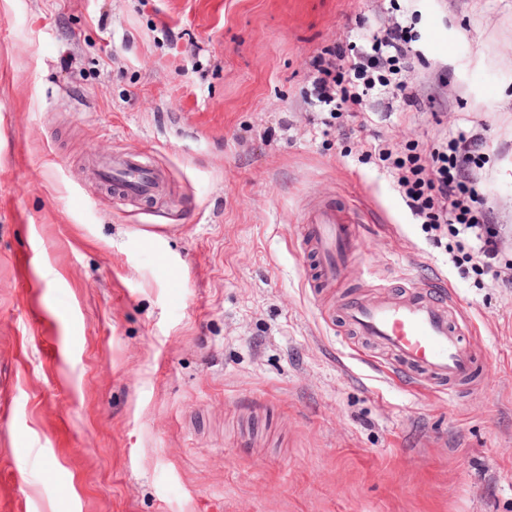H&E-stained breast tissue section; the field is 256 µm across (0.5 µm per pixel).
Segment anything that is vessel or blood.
I'll return each instance as SVG.
<instances>
[{
	"instance_id": "b4317fda",
	"label": "vessel or blood",
	"mask_w": 512,
	"mask_h": 512,
	"mask_svg": "<svg viewBox=\"0 0 512 512\" xmlns=\"http://www.w3.org/2000/svg\"><path fill=\"white\" fill-rule=\"evenodd\" d=\"M103 182L118 195L149 199L160 188L157 168L137 156H122L98 166ZM360 209L348 203H323L304 217L295 248L316 263V284L333 288L343 282L356 258ZM351 334L386 351L400 377L456 391L470 383L479 367L449 293L417 277L405 280L401 293L387 290L372 297H347L331 313Z\"/></svg>"
}]
</instances>
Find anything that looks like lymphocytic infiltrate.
Returning <instances> with one entry per match:
<instances>
[{
	"mask_svg": "<svg viewBox=\"0 0 512 512\" xmlns=\"http://www.w3.org/2000/svg\"><path fill=\"white\" fill-rule=\"evenodd\" d=\"M414 37L410 28L397 24L372 28L360 44L347 50H328L314 63L317 106L361 113L372 99L401 98L415 104L419 93L400 60L406 59ZM478 141L467 131L449 134L434 151L433 165H425L418 143L400 145L389 140L368 144L377 155L393 189L406 200L413 216L423 224L434 244L445 233L457 238L459 250L449 253L454 268L469 265L482 272L496 266L502 225L493 221L485 197L477 188L483 178L476 170Z\"/></svg>",
	"mask_w": 512,
	"mask_h": 512,
	"instance_id": "1",
	"label": "lymphocytic infiltrate"
}]
</instances>
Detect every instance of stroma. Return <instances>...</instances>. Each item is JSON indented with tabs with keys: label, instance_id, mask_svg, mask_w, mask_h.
Listing matches in <instances>:
<instances>
[{
	"label": "stroma",
	"instance_id": "1",
	"mask_svg": "<svg viewBox=\"0 0 512 512\" xmlns=\"http://www.w3.org/2000/svg\"><path fill=\"white\" fill-rule=\"evenodd\" d=\"M378 18L443 103L347 136L311 63ZM460 127L512 226V0H0V512H512V288L450 269L365 157ZM90 154L163 193L113 200ZM350 196L371 273L341 293L446 286L484 363L457 397L325 320L293 241Z\"/></svg>",
	"mask_w": 512,
	"mask_h": 512
}]
</instances>
